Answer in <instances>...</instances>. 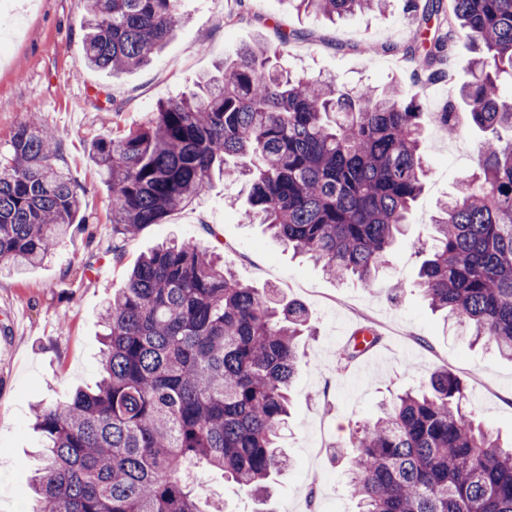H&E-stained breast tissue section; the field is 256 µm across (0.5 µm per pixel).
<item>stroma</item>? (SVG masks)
<instances>
[{
  "label": "stroma",
  "mask_w": 512,
  "mask_h": 512,
  "mask_svg": "<svg viewBox=\"0 0 512 512\" xmlns=\"http://www.w3.org/2000/svg\"><path fill=\"white\" fill-rule=\"evenodd\" d=\"M418 0H387L383 12L335 23L289 7L287 0H182L188 24L143 68L118 74L87 69L83 59L81 0H0V151L16 128L35 119L62 143L61 163L78 186L85 223L73 225L51 258L21 276L0 275V512H28L30 478L41 443L31 425L35 402L67 400L94 386L101 349L99 314L129 268L170 238L211 245L249 286L276 285L311 314L312 335L298 344V371L290 389L291 417L280 446L290 466L266 501L199 469L193 480L207 497H222L226 512H354L346 461L352 430L380 404L426 386L448 370L463 382L473 416L503 440L512 439V360L474 343L455 323L434 314L414 283L420 246L429 244L439 202L455 193L479 158L480 135L461 120L456 135L424 125L431 173L379 277L375 290L327 277L293 257L263 225L244 217L241 185L214 177L199 205L148 224L131 238L112 222L110 190L89 157L91 141L138 127L158 103L195 90L244 44L285 45L288 70L333 78L346 87L397 86L422 112H437L465 79L470 52L457 43L443 81L419 82L403 47L412 39ZM28 14L14 26V14ZM372 43L377 51L364 55ZM382 336L379 351L337 368L339 353L358 326Z\"/></svg>",
  "instance_id": "35a3bbf8"
}]
</instances>
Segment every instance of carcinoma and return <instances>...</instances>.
Instances as JSON below:
<instances>
[{"mask_svg": "<svg viewBox=\"0 0 512 512\" xmlns=\"http://www.w3.org/2000/svg\"><path fill=\"white\" fill-rule=\"evenodd\" d=\"M85 64L147 65L185 24L179 0H83ZM330 20L381 12L384 0H289ZM441 17L420 79L464 38L473 79L458 95L483 132L476 169L433 219L416 287L429 307L512 357V0H428L418 27ZM281 48L239 47L199 91L161 103L125 133L91 143L122 234L195 202L214 169L249 186L258 217L294 253L367 289L423 191L420 106L395 88L350 89L278 65ZM458 128L454 104L433 115ZM55 132L20 124L0 156V265L21 274L85 223L78 187L58 164ZM102 377L93 391L38 403L43 464L34 512H215L187 471L202 465L256 497L287 460L276 440L308 310L273 285L241 283L194 239L140 257L100 315ZM378 337H354L341 361ZM348 490L360 512H512V448L476 423L461 380L443 370L406 390L352 433Z\"/></svg>", "mask_w": 512, "mask_h": 512, "instance_id": "obj_1", "label": "carcinoma"}]
</instances>
